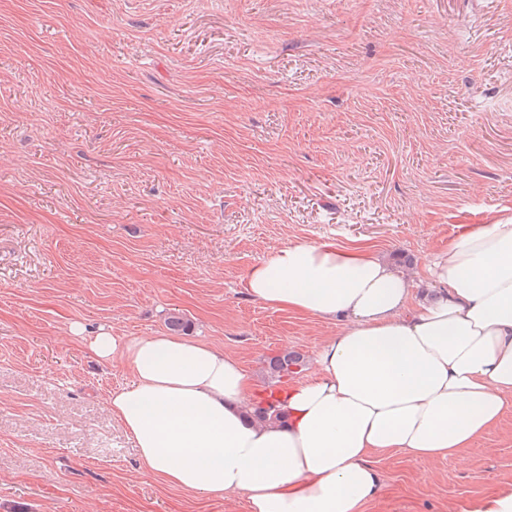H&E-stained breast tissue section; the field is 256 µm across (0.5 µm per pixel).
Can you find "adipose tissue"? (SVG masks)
<instances>
[{"label": "adipose tissue", "instance_id": "1", "mask_svg": "<svg viewBox=\"0 0 512 512\" xmlns=\"http://www.w3.org/2000/svg\"><path fill=\"white\" fill-rule=\"evenodd\" d=\"M426 270L439 296L417 303L367 247L295 242L251 268L252 299L342 322L274 426L244 415L250 378L223 349L106 328L88 347L122 356L132 381L108 408L166 484L244 495L248 512H362L381 489L372 453L459 461L512 412V214L467 227Z\"/></svg>", "mask_w": 512, "mask_h": 512}]
</instances>
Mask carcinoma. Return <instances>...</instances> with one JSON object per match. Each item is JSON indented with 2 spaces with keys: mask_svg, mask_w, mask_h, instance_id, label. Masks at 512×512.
I'll return each instance as SVG.
<instances>
[{
  "mask_svg": "<svg viewBox=\"0 0 512 512\" xmlns=\"http://www.w3.org/2000/svg\"><path fill=\"white\" fill-rule=\"evenodd\" d=\"M307 369L305 357L293 350L283 349L266 360L267 395H261L244 407L246 416L260 425L275 424L280 420V412L276 408L279 388L288 380Z\"/></svg>",
  "mask_w": 512,
  "mask_h": 512,
  "instance_id": "obj_1",
  "label": "carcinoma"
}]
</instances>
